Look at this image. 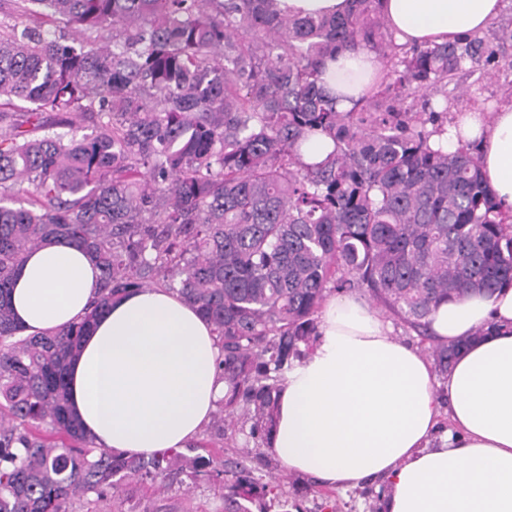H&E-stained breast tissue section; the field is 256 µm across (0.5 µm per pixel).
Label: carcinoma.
Segmentation results:
<instances>
[{"instance_id":"obj_1","label":"carcinoma","mask_w":512,"mask_h":512,"mask_svg":"<svg viewBox=\"0 0 512 512\" xmlns=\"http://www.w3.org/2000/svg\"><path fill=\"white\" fill-rule=\"evenodd\" d=\"M379 0L342 16L282 14L274 0H13V13L52 18L82 35L46 39L0 18V512H66L72 497L181 476L239 499L278 498L253 449L203 453L227 433L269 441L280 382L317 338L331 291L365 287L426 343L444 374L468 339L432 337L448 301L512 286V214L483 184L474 150L430 146L462 70L504 78L512 97V29L492 47L474 35L427 46L396 43ZM368 50L387 68L375 104L339 111L326 61ZM74 114L91 134L54 127ZM333 142L301 160L304 141ZM31 188L29 206L12 191ZM54 240L84 248L100 270L99 299L81 321L25 335L12 274ZM164 287L195 306L221 347L227 392L209 439L184 450L124 457L97 449L72 414L66 385L87 328L112 299ZM333 148L331 140L324 135L315 134L308 138L301 148L304 162L311 163L324 158Z\"/></svg>"}]
</instances>
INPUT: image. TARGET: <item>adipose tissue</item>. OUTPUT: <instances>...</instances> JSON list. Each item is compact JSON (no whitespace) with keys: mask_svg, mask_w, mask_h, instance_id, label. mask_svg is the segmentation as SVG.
<instances>
[{"mask_svg":"<svg viewBox=\"0 0 512 512\" xmlns=\"http://www.w3.org/2000/svg\"><path fill=\"white\" fill-rule=\"evenodd\" d=\"M501 0H379L397 42L431 45L480 33ZM382 80L373 54L326 62L324 86L346 111ZM431 146L476 149L484 181L512 214V103L457 113ZM100 287L83 249L56 242L13 275L25 334L79 321ZM442 342L473 336L443 377L399 342L379 311L354 296L324 305L314 350L280 386L269 446L288 471L354 489L383 477V512H512V287L441 304ZM487 334L476 337L478 329ZM212 325L165 288L114 299L84 336L68 375L71 403L97 448L149 456L203 432L226 385ZM448 429L438 433L440 402Z\"/></svg>","mask_w":512,"mask_h":512,"instance_id":"1","label":"adipose tissue"}]
</instances>
